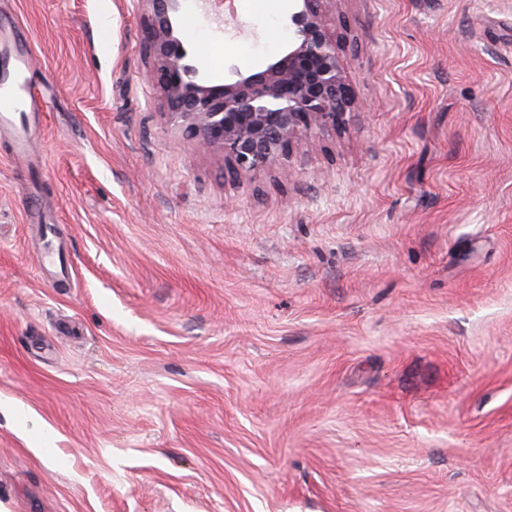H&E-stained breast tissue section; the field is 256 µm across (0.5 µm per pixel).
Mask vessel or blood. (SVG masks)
Wrapping results in <instances>:
<instances>
[{
  "instance_id": "vessel-or-blood-1",
  "label": "vessel or blood",
  "mask_w": 512,
  "mask_h": 512,
  "mask_svg": "<svg viewBox=\"0 0 512 512\" xmlns=\"http://www.w3.org/2000/svg\"><path fill=\"white\" fill-rule=\"evenodd\" d=\"M2 44L11 48L12 62L7 76L0 80V126L16 130L13 149L21 153L26 150L29 138L24 125L35 120L38 109L35 87L22 78L30 67L33 49L17 28L0 23ZM39 273L58 282L69 276L66 253L54 240L46 242L40 256Z\"/></svg>"
}]
</instances>
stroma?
<instances>
[{
    "mask_svg": "<svg viewBox=\"0 0 512 512\" xmlns=\"http://www.w3.org/2000/svg\"><path fill=\"white\" fill-rule=\"evenodd\" d=\"M292 8L180 18L220 80ZM147 10L0 0L42 103L26 156L0 129V512H512V0H326L346 125L235 179ZM39 273L56 282L65 281L69 276V262L66 253L52 237L47 239L45 249L41 253Z\"/></svg>",
    "mask_w": 512,
    "mask_h": 512,
    "instance_id": "1",
    "label": "stroma"
}]
</instances>
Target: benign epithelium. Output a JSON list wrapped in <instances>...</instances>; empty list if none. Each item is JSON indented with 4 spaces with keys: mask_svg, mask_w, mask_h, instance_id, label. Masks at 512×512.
<instances>
[{
    "mask_svg": "<svg viewBox=\"0 0 512 512\" xmlns=\"http://www.w3.org/2000/svg\"><path fill=\"white\" fill-rule=\"evenodd\" d=\"M145 50L171 120L224 155L232 175L290 166L295 149L344 125L354 92L327 30L326 0H292L288 44L264 69H230L217 81L176 31L181 0H145Z\"/></svg>",
    "mask_w": 512,
    "mask_h": 512,
    "instance_id": "7a95c632",
    "label": "benign epithelium"
}]
</instances>
